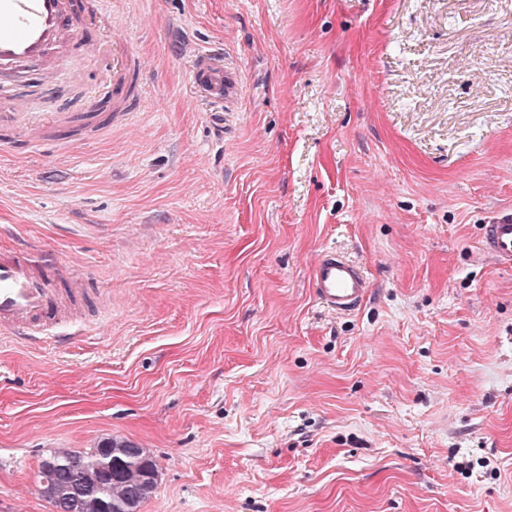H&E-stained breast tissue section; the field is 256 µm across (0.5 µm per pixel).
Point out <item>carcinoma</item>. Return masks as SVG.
Instances as JSON below:
<instances>
[{"label":"carcinoma","instance_id":"obj_1","mask_svg":"<svg viewBox=\"0 0 512 512\" xmlns=\"http://www.w3.org/2000/svg\"><path fill=\"white\" fill-rule=\"evenodd\" d=\"M48 458L60 467L51 473L39 464L38 484L55 512H125L145 471H157L144 448L134 455L56 448Z\"/></svg>","mask_w":512,"mask_h":512}]
</instances>
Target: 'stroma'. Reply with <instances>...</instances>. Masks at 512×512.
<instances>
[{"instance_id":"obj_1","label":"stroma","mask_w":512,"mask_h":512,"mask_svg":"<svg viewBox=\"0 0 512 512\" xmlns=\"http://www.w3.org/2000/svg\"><path fill=\"white\" fill-rule=\"evenodd\" d=\"M147 68L124 124L0 156V251L77 266L112 316L0 338V512H52L40 460L148 449L141 512H512V270L480 253L512 211V0H114L67 64L76 112L112 43ZM241 80L212 129L190 84ZM334 249L372 284L310 288ZM192 87L206 103L224 108L240 96V82L235 71L224 67V61L206 51L195 54L191 69ZM310 283L318 303L335 313L356 310L371 289L362 269L334 250H325L318 256Z\"/></svg>"}]
</instances>
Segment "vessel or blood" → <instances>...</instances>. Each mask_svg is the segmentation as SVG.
Returning a JSON list of instances; mask_svg holds the SVG:
<instances>
[{"instance_id": "vessel-or-blood-1", "label": "vessel or blood", "mask_w": 512, "mask_h": 512, "mask_svg": "<svg viewBox=\"0 0 512 512\" xmlns=\"http://www.w3.org/2000/svg\"><path fill=\"white\" fill-rule=\"evenodd\" d=\"M90 17L112 15V0H0V73L10 74L36 60H68V50L79 35L80 10ZM139 57L129 40L112 50V93L128 111L138 101L131 95ZM192 87L206 103L224 107L240 96L235 71L223 60L201 51L191 69ZM71 121L63 112H29L22 104L0 112V128L9 139L0 140V152H26L42 147L37 131L61 129ZM483 253L503 268L512 269V212L494 218L483 229ZM318 303L332 312L356 310L367 297L371 284L362 269L333 250L323 251L310 276ZM86 293L75 290L63 267L45 251L31 247L0 252V334L30 343L59 335L62 327L85 305Z\"/></svg>"}]
</instances>
